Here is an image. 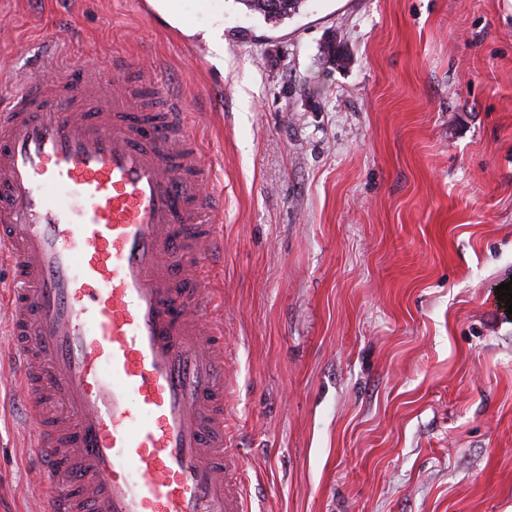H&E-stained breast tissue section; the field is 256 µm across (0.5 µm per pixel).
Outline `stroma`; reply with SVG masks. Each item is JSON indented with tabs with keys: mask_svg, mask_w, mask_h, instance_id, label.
<instances>
[{
	"mask_svg": "<svg viewBox=\"0 0 512 512\" xmlns=\"http://www.w3.org/2000/svg\"><path fill=\"white\" fill-rule=\"evenodd\" d=\"M49 41L183 101L249 512H512V0H224L220 67L146 0H0L5 87ZM34 443L0 376V512ZM306 0H241L247 9L263 16L265 21L278 23L297 14Z\"/></svg>",
	"mask_w": 512,
	"mask_h": 512,
	"instance_id": "35a3bbf8",
	"label": "stroma"
}]
</instances>
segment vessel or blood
<instances>
[{
	"label": "vessel or blood",
	"mask_w": 512,
	"mask_h": 512,
	"mask_svg": "<svg viewBox=\"0 0 512 512\" xmlns=\"http://www.w3.org/2000/svg\"><path fill=\"white\" fill-rule=\"evenodd\" d=\"M0 102L8 341L54 488L45 512H247L224 435L222 247L203 154L163 84L59 70Z\"/></svg>",
	"instance_id": "obj_1"
}]
</instances>
